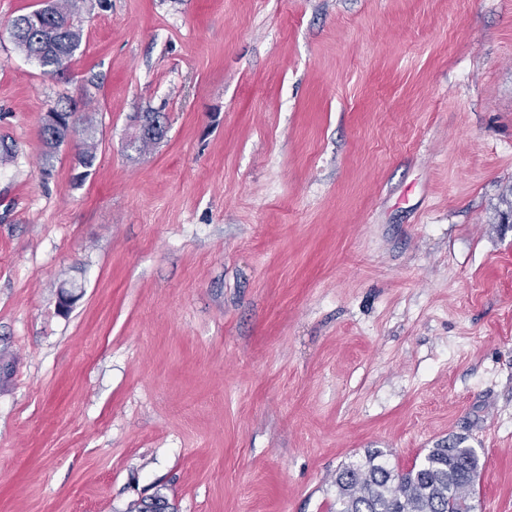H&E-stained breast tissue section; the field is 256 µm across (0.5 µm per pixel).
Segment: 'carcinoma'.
Returning a JSON list of instances; mask_svg holds the SVG:
<instances>
[{"mask_svg": "<svg viewBox=\"0 0 512 512\" xmlns=\"http://www.w3.org/2000/svg\"><path fill=\"white\" fill-rule=\"evenodd\" d=\"M83 23L69 0H58L41 24L31 26L28 15L22 14L11 21V32L24 30L17 47L42 56L52 68L62 57L72 62L83 42ZM465 442L450 437L405 471L390 467L382 451H368L336 473V512H472L473 476L480 457ZM170 509L167 495L157 491L134 504L131 512Z\"/></svg>", "mask_w": 512, "mask_h": 512, "instance_id": "carcinoma-1", "label": "carcinoma"}]
</instances>
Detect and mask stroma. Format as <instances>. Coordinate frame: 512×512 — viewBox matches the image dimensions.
<instances>
[{
    "instance_id": "35a3bbf8",
    "label": "stroma",
    "mask_w": 512,
    "mask_h": 512,
    "mask_svg": "<svg viewBox=\"0 0 512 512\" xmlns=\"http://www.w3.org/2000/svg\"><path fill=\"white\" fill-rule=\"evenodd\" d=\"M40 2L0 0V512H332L452 436L512 512V0H78L68 81L10 38ZM49 110L54 111V112H46L44 114V117H43L44 125L50 129L57 127L58 119H57L56 113L59 112L58 115L60 117L61 122L59 123L60 129L58 130V134L62 135L64 133V131H66L67 128L69 127V125H68L69 120L74 115L76 110L71 108V106L69 105L68 102H65L64 104H62L61 101H58L57 103H55L54 106L51 107Z\"/></svg>"
}]
</instances>
